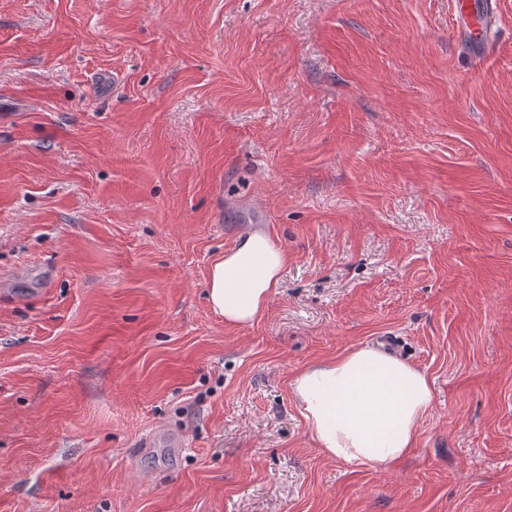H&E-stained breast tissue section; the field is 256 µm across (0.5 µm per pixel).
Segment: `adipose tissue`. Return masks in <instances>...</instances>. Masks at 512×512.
<instances>
[{"instance_id":"ef3b65f1","label":"adipose tissue","mask_w":512,"mask_h":512,"mask_svg":"<svg viewBox=\"0 0 512 512\" xmlns=\"http://www.w3.org/2000/svg\"><path fill=\"white\" fill-rule=\"evenodd\" d=\"M288 251L253 231L216 261L207 299L226 324L257 320L279 288ZM292 394L311 436L327 457L349 464L392 466L413 448L433 398L429 378L382 351L360 347L302 370Z\"/></svg>"}]
</instances>
